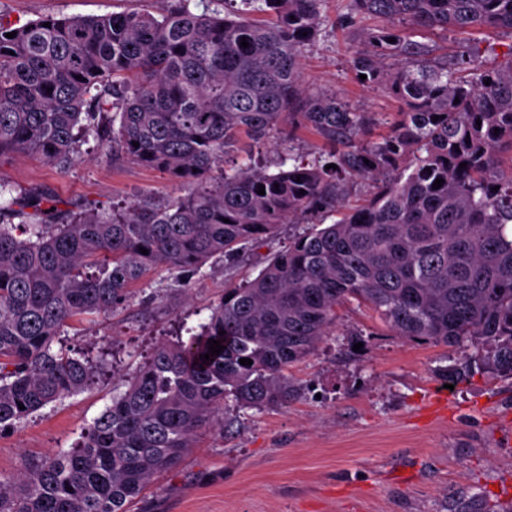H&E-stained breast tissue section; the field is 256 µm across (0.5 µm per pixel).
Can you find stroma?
I'll return each mask as SVG.
<instances>
[{
    "label": "stroma",
    "mask_w": 512,
    "mask_h": 512,
    "mask_svg": "<svg viewBox=\"0 0 512 512\" xmlns=\"http://www.w3.org/2000/svg\"><path fill=\"white\" fill-rule=\"evenodd\" d=\"M173 0H0V20L22 25L44 16L93 17L167 10ZM434 55L450 60L494 47L495 65L512 59V37L429 34ZM348 30L324 28L299 54L305 84L336 94L367 118V138L386 135L399 110L383 89L360 86L349 60ZM322 138L303 128L274 133L260 159L277 172L287 150L313 158ZM67 172L36 157L0 158V180L60 209L122 204L150 194H183L167 175L114 156L95 143ZM300 224L279 225L267 243L235 261L209 259L187 289L171 288L166 267L131 289L107 316L74 321L62 341L107 361L84 391L49 404L0 431V475H16L49 452H67L106 406L114 389L163 341L206 323L225 289L256 277ZM336 336L291 370L298 389L288 403L260 413L225 406L201 428L173 470L155 476L130 512H512V380L475 374L445 391L446 348L404 340L366 308L337 310Z\"/></svg>",
    "instance_id": "obj_1"
}]
</instances>
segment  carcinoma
<instances>
[{
    "mask_svg": "<svg viewBox=\"0 0 512 512\" xmlns=\"http://www.w3.org/2000/svg\"><path fill=\"white\" fill-rule=\"evenodd\" d=\"M190 2L159 18L0 21V157L35 154L63 173L93 139L187 186L171 200L65 215L22 191L0 203V425L92 382L98 365L53 342L74 318L123 305L153 267L184 284L281 224L337 220L224 290L200 332L157 346L77 447L0 476V512H128L224 405L288 402V369L336 335L346 303L408 341L461 354L442 369L452 381L512 379V173L501 171L503 152L512 157V61L442 62L406 32L512 34V0H348L339 24L361 44L355 79L404 109L389 135L367 142L363 113L300 80L299 52L322 33L326 0H218L222 12L200 0V13ZM366 18L381 25L365 28ZM284 124L312 129L328 149L311 163L288 152L269 174L260 150ZM409 156L412 170L395 175ZM354 178L377 191L344 208ZM210 339L225 349L205 363Z\"/></svg>",
    "mask_w": 512,
    "mask_h": 512,
    "instance_id": "carcinoma-1",
    "label": "carcinoma"
}]
</instances>
